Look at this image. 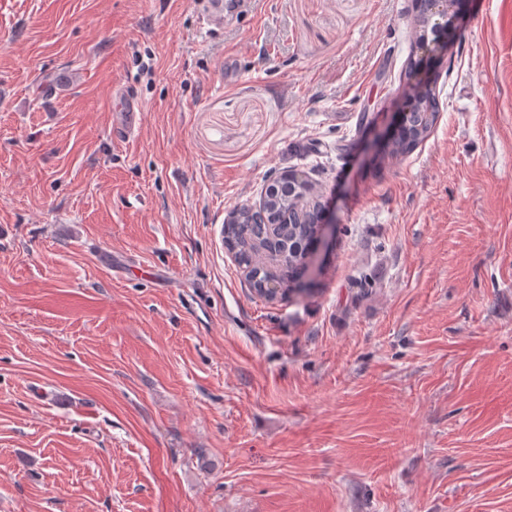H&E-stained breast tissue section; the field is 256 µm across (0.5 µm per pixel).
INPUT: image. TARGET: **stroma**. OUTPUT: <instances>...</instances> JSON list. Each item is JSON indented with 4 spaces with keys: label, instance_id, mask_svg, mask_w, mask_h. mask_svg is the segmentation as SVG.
Returning <instances> with one entry per match:
<instances>
[{
    "label": "stroma",
    "instance_id": "35a3bbf8",
    "mask_svg": "<svg viewBox=\"0 0 512 512\" xmlns=\"http://www.w3.org/2000/svg\"><path fill=\"white\" fill-rule=\"evenodd\" d=\"M210 6L0 0V512H512V0L407 153L414 0ZM287 169L330 226L270 303L224 222Z\"/></svg>",
    "mask_w": 512,
    "mask_h": 512
}]
</instances>
